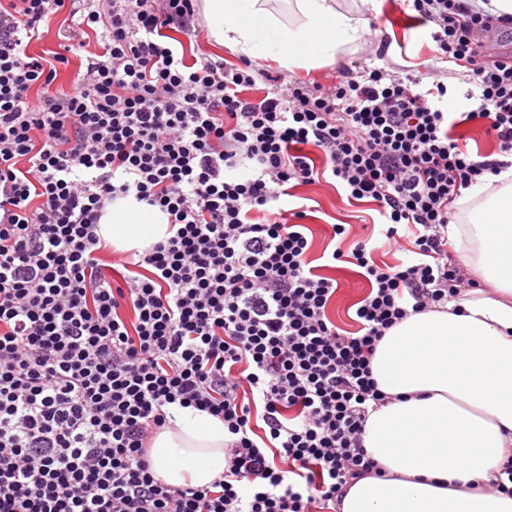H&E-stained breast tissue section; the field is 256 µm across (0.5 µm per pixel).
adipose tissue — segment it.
I'll use <instances>...</instances> for the list:
<instances>
[{
	"mask_svg": "<svg viewBox=\"0 0 512 512\" xmlns=\"http://www.w3.org/2000/svg\"><path fill=\"white\" fill-rule=\"evenodd\" d=\"M199 0L217 45L251 60L272 58L294 72L333 64L365 32L336 0ZM484 195L464 224L448 227L457 261L490 291L467 288L446 310L410 315L376 347L373 376L390 403L370 412L363 434L379 477L353 484L338 512H512V494L476 491L512 447V183ZM168 217L124 198L109 204L98 233L114 249L144 250L166 237ZM176 429L149 452L156 478L171 486L213 483L224 470V423L175 410Z\"/></svg>",
	"mask_w": 512,
	"mask_h": 512,
	"instance_id": "adipose-tissue-1",
	"label": "adipose tissue"
}]
</instances>
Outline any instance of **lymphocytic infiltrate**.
Returning <instances> with one entry per match:
<instances>
[{"label": "lymphocytic infiltrate", "mask_w": 512, "mask_h": 512, "mask_svg": "<svg viewBox=\"0 0 512 512\" xmlns=\"http://www.w3.org/2000/svg\"><path fill=\"white\" fill-rule=\"evenodd\" d=\"M405 6L434 61L462 68L465 111L404 67L325 87L249 60L187 62L171 34H195L197 0H0V512H331L377 473L362 439L389 400L376 345L478 287L448 226L465 190L512 166V54L484 50L512 35V14ZM62 12L100 38L66 87L70 36L29 51ZM464 124L499 158L476 160ZM312 183L373 203L378 239L403 254L379 265L364 240L331 252L369 283L352 332L328 316L337 286L308 259L306 211L286 205ZM128 196L168 216L169 237L140 254L97 234ZM176 407L224 422L209 485L151 470ZM457 133L467 140L468 148L472 151L475 152L478 148L483 154L495 153L494 157L500 156L496 154L495 142L487 137L481 129L464 125L457 129Z\"/></svg>", "instance_id": "obj_1"}]
</instances>
